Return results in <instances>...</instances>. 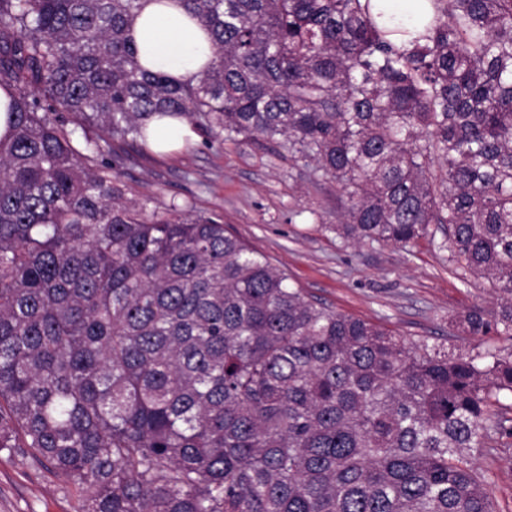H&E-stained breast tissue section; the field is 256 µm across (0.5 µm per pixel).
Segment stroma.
Listing matches in <instances>:
<instances>
[{"label": "stroma", "instance_id": "stroma-1", "mask_svg": "<svg viewBox=\"0 0 512 512\" xmlns=\"http://www.w3.org/2000/svg\"><path fill=\"white\" fill-rule=\"evenodd\" d=\"M127 198L147 210L216 215L226 231L283 270L309 300L367 320L410 341L445 343L468 309L492 308L484 279L461 280L445 249L443 225L407 245L338 238L347 203L335 181L284 143L244 138L214 142L202 132L166 153L119 140ZM496 512H512V437L471 451ZM80 486L35 460L30 449L0 451V512H82Z\"/></svg>", "mask_w": 512, "mask_h": 512}]
</instances>
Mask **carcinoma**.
Here are the masks:
<instances>
[{
    "label": "carcinoma",
    "instance_id": "obj_1",
    "mask_svg": "<svg viewBox=\"0 0 512 512\" xmlns=\"http://www.w3.org/2000/svg\"><path fill=\"white\" fill-rule=\"evenodd\" d=\"M183 3L213 55L188 81L141 66L142 0H0V451L83 512H496L467 454L512 434V351L307 300L219 219L126 200L87 128L282 138L346 195L338 237L448 225L497 293L461 335H512V0H431L411 47L370 0Z\"/></svg>",
    "mask_w": 512,
    "mask_h": 512
}]
</instances>
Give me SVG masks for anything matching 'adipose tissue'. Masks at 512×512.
Here are the masks:
<instances>
[{"mask_svg":"<svg viewBox=\"0 0 512 512\" xmlns=\"http://www.w3.org/2000/svg\"><path fill=\"white\" fill-rule=\"evenodd\" d=\"M141 65L185 81L212 60L207 31L182 0H145L131 30Z\"/></svg>","mask_w":512,"mask_h":512,"instance_id":"adipose-tissue-1","label":"adipose tissue"}]
</instances>
